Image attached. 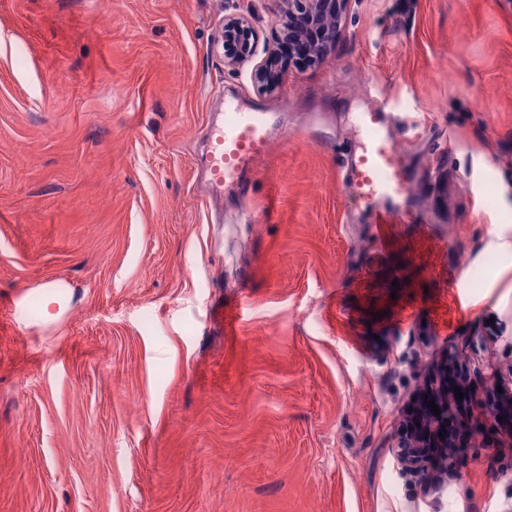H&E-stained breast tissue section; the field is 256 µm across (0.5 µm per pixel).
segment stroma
Masks as SVG:
<instances>
[{
  "label": "stroma",
  "mask_w": 512,
  "mask_h": 512,
  "mask_svg": "<svg viewBox=\"0 0 512 512\" xmlns=\"http://www.w3.org/2000/svg\"><path fill=\"white\" fill-rule=\"evenodd\" d=\"M276 10L0 0V512H512V436L484 416L512 260L482 264L488 225L512 235V9L351 0L268 97L216 40L239 11L271 40ZM381 97L425 125L402 147L427 223H372L340 180ZM228 98L276 127L254 224L200 175ZM445 369L473 395L427 490L396 446ZM42 288L44 289V295L46 299V304L43 310V317L45 322H52L57 320L62 313L61 306V289L63 288L59 283H50L44 285ZM57 305L58 309L54 312L53 306Z\"/></svg>",
  "instance_id": "obj_1"
}]
</instances>
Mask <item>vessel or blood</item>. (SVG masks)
<instances>
[{
	"label": "vessel or blood",
	"instance_id": "vessel-or-blood-1",
	"mask_svg": "<svg viewBox=\"0 0 512 512\" xmlns=\"http://www.w3.org/2000/svg\"><path fill=\"white\" fill-rule=\"evenodd\" d=\"M391 109L377 103L354 113L357 144L346 169L355 198L379 224L417 222L409 204L411 184L404 153L397 146ZM274 130L266 113L248 112L225 102L224 114L211 128L205 156V183L213 196L232 194L240 201L239 219H253L248 179L268 154Z\"/></svg>",
	"mask_w": 512,
	"mask_h": 512
}]
</instances>
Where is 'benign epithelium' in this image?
Here are the masks:
<instances>
[{"instance_id":"obj_1","label":"benign epithelium","mask_w":512,"mask_h":512,"mask_svg":"<svg viewBox=\"0 0 512 512\" xmlns=\"http://www.w3.org/2000/svg\"><path fill=\"white\" fill-rule=\"evenodd\" d=\"M350 0H278L279 9L274 20L272 43L265 56L255 61L260 41L259 30L252 16L231 14L224 18V27L217 44L224 50V69L235 72L248 63H254L253 82L257 90L274 96L280 89L279 80L271 73L280 66L278 47L288 40L304 45L310 60L320 63L336 45L342 28L343 15ZM492 381L502 387L497 403L489 408L485 419L498 421L503 414L512 413V365L505 371L493 370ZM448 378L435 380L426 390L418 413L406 425V432L396 451L402 469L428 480L437 466L445 472L455 469V457L448 451ZM437 404L440 415L431 412L428 402ZM445 438H440V435Z\"/></svg>"}]
</instances>
